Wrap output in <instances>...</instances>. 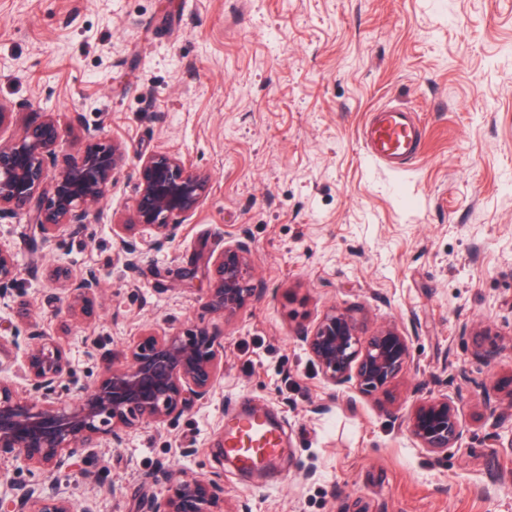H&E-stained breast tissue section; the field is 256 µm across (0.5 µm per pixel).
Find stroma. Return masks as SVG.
<instances>
[{
  "label": "stroma",
  "instance_id": "35a3bbf8",
  "mask_svg": "<svg viewBox=\"0 0 512 512\" xmlns=\"http://www.w3.org/2000/svg\"><path fill=\"white\" fill-rule=\"evenodd\" d=\"M0 101L14 112L4 137L50 112L58 159L82 153L95 123L131 159L75 230L33 242L0 218L21 269L0 337L29 304L88 386L149 324L224 344L211 399L97 449L112 481L70 474L77 499L138 512L166 477L220 470L226 512H512V415L494 448L480 405L481 385L512 374V0H0ZM385 104L424 127L400 173L363 156L361 128ZM150 152L180 155L211 190L176 237L146 240L133 271L112 226L138 193L133 157ZM242 235L258 294L225 322L206 303L211 259ZM56 264L100 278L92 320L69 322L51 298ZM331 306L407 329L414 362L391 395L322 380L298 335ZM465 322L493 333L491 364ZM442 393L460 396L464 448L432 456L400 418ZM244 405L285 439L251 473L213 450Z\"/></svg>",
  "mask_w": 512,
  "mask_h": 512
}]
</instances>
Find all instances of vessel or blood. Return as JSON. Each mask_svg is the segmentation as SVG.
<instances>
[{"mask_svg": "<svg viewBox=\"0 0 512 512\" xmlns=\"http://www.w3.org/2000/svg\"><path fill=\"white\" fill-rule=\"evenodd\" d=\"M422 140L416 115L396 106L373 109L361 132L365 154L394 172L414 163ZM281 446L280 429L264 411L240 410L224 426L225 454L238 469L250 470L271 462Z\"/></svg>", "mask_w": 512, "mask_h": 512, "instance_id": "b4317fda", "label": "vessel or blood"}]
</instances>
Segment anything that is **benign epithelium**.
<instances>
[{
  "label": "benign epithelium",
  "instance_id": "obj_1",
  "mask_svg": "<svg viewBox=\"0 0 512 512\" xmlns=\"http://www.w3.org/2000/svg\"><path fill=\"white\" fill-rule=\"evenodd\" d=\"M101 127L84 128L85 150L56 164L55 147L61 128L46 112L14 140L0 142V216L25 218L30 229L48 239L86 223L105 192L126 164L125 149L105 143ZM135 169L139 194L130 219L112 225L122 245L125 263L137 266L144 236H176L209 195V177L183 158L168 153L140 154ZM19 268L13 252L0 245V297L17 282ZM51 279L66 299L68 317L92 318L101 293L97 274L75 275L64 265L51 269ZM249 245L237 239L224 245L212 260L207 303L229 321L256 297ZM17 319L24 330V376L30 386L22 395L0 376V457L7 455L51 482L13 484L0 496V512H92L78 507L69 485L54 476L78 471L86 482L103 486L108 474L94 463L87 449L119 444L127 431L140 425H161L210 398L222 368L224 344L202 327L166 331L142 330L123 358L112 360L91 388L68 390L58 401L59 385L70 372L66 349L47 335L30 307L20 306ZM323 381L334 388L390 394L413 362L411 337L394 323L369 332L363 318L351 310L329 308L310 329L300 333ZM481 403L488 414V438L500 440L501 406L512 409V374L492 387H483ZM402 424L426 453L440 456L462 449L465 430L455 400L446 395L415 401ZM216 472L183 479L167 478V487L142 503L139 512H224Z\"/></svg>",
  "mask_w": 512,
  "mask_h": 512
}]
</instances>
